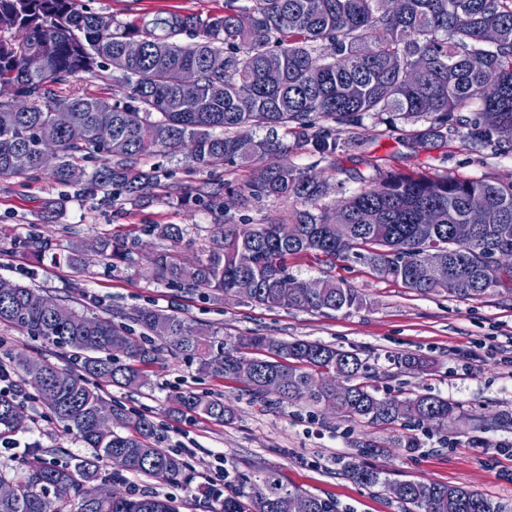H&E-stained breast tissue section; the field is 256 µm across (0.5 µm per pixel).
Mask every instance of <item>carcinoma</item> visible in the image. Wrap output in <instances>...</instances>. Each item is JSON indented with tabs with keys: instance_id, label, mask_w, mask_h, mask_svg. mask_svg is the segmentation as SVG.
I'll list each match as a JSON object with an SVG mask.
<instances>
[{
	"instance_id": "1",
	"label": "carcinoma",
	"mask_w": 512,
	"mask_h": 512,
	"mask_svg": "<svg viewBox=\"0 0 512 512\" xmlns=\"http://www.w3.org/2000/svg\"><path fill=\"white\" fill-rule=\"evenodd\" d=\"M0 83H13L30 99L23 110L0 101V176H23L43 170L37 152L42 141L58 147L53 180L83 185L112 196L131 198L161 185L157 170L140 160L154 153L184 155L198 169L218 162L255 163L266 155H286L309 146L332 155L339 138L314 132L315 120L330 121L336 133L358 125L366 114L393 112L406 121L423 118L430 125L416 134L423 142L446 134L449 118L475 140L512 141V0H401L391 12L386 0H225L224 12L202 20L170 13L150 20L121 22L89 12L79 0H0ZM195 29V41L180 35ZM145 45L142 56L129 59L124 46ZM34 52L46 57L40 73L27 70ZM112 70V96L62 95L71 79ZM278 68L283 80L267 83L265 73ZM197 71L187 87L182 74ZM60 107L72 110L71 125H55ZM112 125V140L101 143L96 128ZM240 128L295 130L293 144L279 138L239 136ZM24 152L20 169L14 156ZM253 197L276 196L306 205L288 225V236L272 222L253 229L215 224L212 246L203 259L183 262L174 252L186 229L154 224L150 233L171 243L150 259L152 278L168 286L204 290L216 299L240 297L268 308L308 312L359 309L366 299L357 289L334 279L321 281L311 293L306 282L288 273V259L314 252L331 264L360 261L383 279L399 282L421 295L445 291L464 299L512 296V180H462L388 173L333 206L307 209L327 194L314 175L284 164L262 168L246 185ZM224 188L203 183L187 193L219 218L224 217ZM480 199L487 220L459 239L454 229L469 223L468 205ZM435 208L442 223L428 228L424 213ZM346 235L336 240V225ZM16 248L34 257L50 250L48 239L30 233ZM100 251L113 263L131 266L139 239L104 238ZM252 264H239L241 254ZM432 262L431 281H415L417 267ZM43 290L0 278V324L12 326L45 344L67 349L79 368H61L26 356L13 366L64 423L94 449L89 458L56 461L31 454L20 472L0 485L13 493L0 497V512H176L168 497L155 493L99 497L100 464L142 474L172 485H188L194 473L180 455L160 447L164 436L154 422L118 412L99 393L103 384L139 389L160 350L155 340L176 355L198 363L213 377L239 383L266 406L321 404L338 399L339 410L372 425L403 419L439 430L448 428L456 405L440 396L401 398L368 383L371 367L359 354L317 341H286L255 334L235 341L206 332L193 320L168 310L143 308L129 316L146 333L137 337L125 324L78 312L61 300L71 319L60 321L42 305ZM348 384L347 392L312 388L315 376ZM169 412L194 414L224 424L235 415L221 396L177 391ZM22 404L0 391V437L20 429L15 416ZM100 414L122 421L121 430L102 431ZM361 484L393 485L384 472L348 465ZM399 498L404 512H505L504 506L477 491L439 482L405 480ZM301 496L311 512H336V504L268 474L250 496L210 492L211 512H288V501Z\"/></svg>"
}]
</instances>
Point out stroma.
Returning <instances> with one entry per match:
<instances>
[{
    "mask_svg": "<svg viewBox=\"0 0 512 512\" xmlns=\"http://www.w3.org/2000/svg\"><path fill=\"white\" fill-rule=\"evenodd\" d=\"M87 10L122 22L174 12L203 18L224 10V0H81ZM415 124L389 114L364 118L343 133L331 156L304 147L283 161L318 175L328 185L325 204L348 198L360 187L379 182L390 172L452 175L465 180H512V144L477 145L465 133L449 132L427 147L413 143ZM160 165L170 176L162 185L134 201L114 204L102 195H79L73 188L34 172L0 178V276L43 289L90 315L124 321L134 310H173L219 332L224 339L255 333L283 340L319 341L358 353L372 368L374 382L391 394H430L456 403L458 410L446 430L415 421L376 426L354 421L340 411L319 406H289L260 411L240 384L203 373L198 364L161 349L151 366L150 383L137 391L107 386L103 396L123 411L142 412L158 424L164 448L181 454L196 469L229 468L237 492L248 494L266 474L282 483L332 499L336 512H404L390 493L350 478L348 463L382 470L392 480L435 481L480 492L512 512V460L500 441L512 442V297L482 300L453 297L446 292L427 296L377 277L358 262L329 264L312 254L289 262V271L304 281L333 277L361 289L367 307L339 312H306L267 308L238 297L216 302L152 279L148 253L160 246L149 235L152 224H179L187 235L178 250L192 260L204 257L215 232L214 220L200 206L182 203L186 191L202 183L224 188V221L253 227L284 222L291 206L283 199L248 197L245 186L253 167L218 163L206 169L184 157L158 154L142 166ZM48 238L54 254L66 253L73 242L87 247L88 273L57 264L52 256L36 259L17 252L14 240L29 229ZM128 235L139 238L142 257L131 267H113L99 255V239ZM414 354L429 361L427 371L401 368L397 358ZM26 354L60 367L74 364L60 349L0 325V363ZM176 388L221 394L237 408L235 419L217 424L202 417L170 414L167 396ZM25 423L16 432L18 448L0 456V470L18 468L28 452L45 457L91 456L92 451L44 406L23 397ZM418 447H407L409 437ZM117 489L154 492L173 498L179 512H209L203 478L187 486H171L143 475L123 474Z\"/></svg>",
    "mask_w": 512,
    "mask_h": 512,
    "instance_id": "1",
    "label": "stroma"
}]
</instances>
